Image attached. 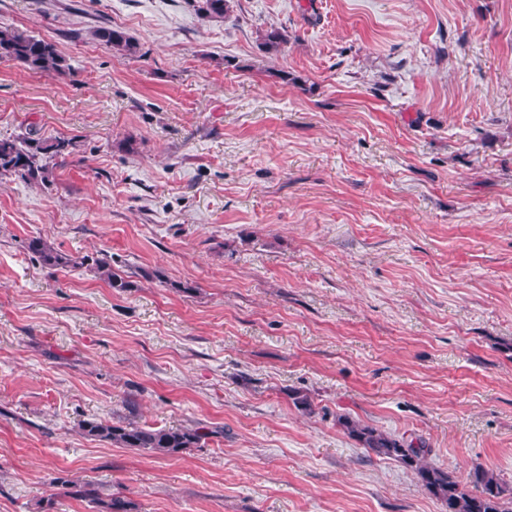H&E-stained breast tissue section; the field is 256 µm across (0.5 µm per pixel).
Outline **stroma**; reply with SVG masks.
I'll use <instances>...</instances> for the list:
<instances>
[{
	"instance_id": "stroma-1",
	"label": "stroma",
	"mask_w": 512,
	"mask_h": 512,
	"mask_svg": "<svg viewBox=\"0 0 512 512\" xmlns=\"http://www.w3.org/2000/svg\"><path fill=\"white\" fill-rule=\"evenodd\" d=\"M0 26L70 66L0 60V136L72 142L50 185L0 176V512H94L72 480L137 512H444L342 415L512 487V0H0ZM130 412L214 434L78 431ZM196 15L203 19L224 20L232 11L231 0H189ZM93 37L111 47L121 55H132L136 52V43L125 30L118 27H99L93 31ZM26 250L32 254L44 268H76L86 264L87 260L75 258L55 248L42 237H31L26 242ZM101 256V258L94 260L93 267H91L98 277L116 292H125L133 288L134 284L129 280L132 276L124 274L125 272L123 271L113 269L111 256L104 253ZM78 427L84 436L91 439L118 448L144 450L158 457H173L188 448H198L214 432L204 426L146 427L127 416H119L112 423L87 418L80 420Z\"/></svg>"
}]
</instances>
